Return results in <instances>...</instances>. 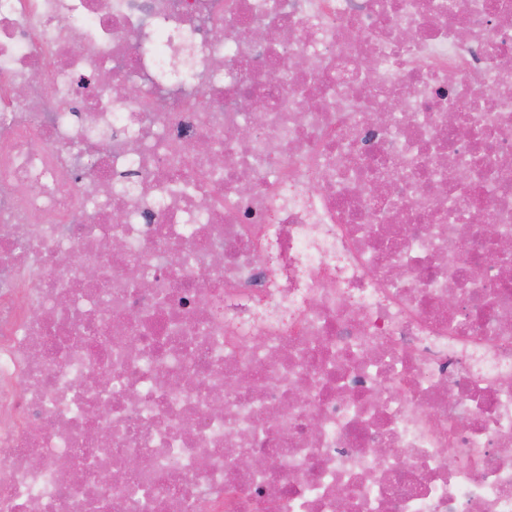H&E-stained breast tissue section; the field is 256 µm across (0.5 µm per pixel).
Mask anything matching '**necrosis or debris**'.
Wrapping results in <instances>:
<instances>
[{"label": "necrosis or debris", "instance_id": "obj_1", "mask_svg": "<svg viewBox=\"0 0 512 512\" xmlns=\"http://www.w3.org/2000/svg\"><path fill=\"white\" fill-rule=\"evenodd\" d=\"M504 243L512 0H0V512H512Z\"/></svg>", "mask_w": 512, "mask_h": 512}]
</instances>
